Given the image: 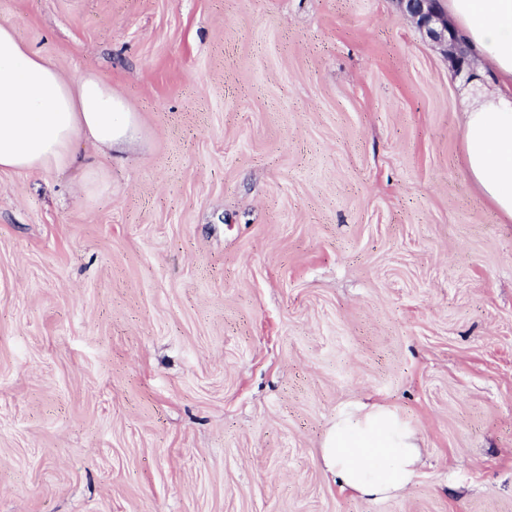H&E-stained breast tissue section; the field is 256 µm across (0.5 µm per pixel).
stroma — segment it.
I'll use <instances>...</instances> for the list:
<instances>
[{"label":"stroma","instance_id":"stroma-1","mask_svg":"<svg viewBox=\"0 0 512 512\" xmlns=\"http://www.w3.org/2000/svg\"><path fill=\"white\" fill-rule=\"evenodd\" d=\"M138 119L93 202L0 173V512H512V222L457 72L398 0H0ZM416 484L343 491L354 403ZM323 447L336 482L370 501L408 489L422 464L416 430L385 405L348 406Z\"/></svg>","mask_w":512,"mask_h":512}]
</instances>
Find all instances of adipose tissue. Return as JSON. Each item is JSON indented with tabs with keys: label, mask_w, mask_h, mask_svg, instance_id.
<instances>
[{
	"label": "adipose tissue",
	"mask_w": 512,
	"mask_h": 512,
	"mask_svg": "<svg viewBox=\"0 0 512 512\" xmlns=\"http://www.w3.org/2000/svg\"><path fill=\"white\" fill-rule=\"evenodd\" d=\"M464 44L492 71L496 91L466 110L463 161L471 180L512 222V0H446ZM135 116L112 86L88 71L65 78L31 51L14 26L0 24V172L74 165L73 144L123 148ZM324 462L337 482L370 501L408 489L422 464L415 429L385 405H351L329 430Z\"/></svg>",
	"instance_id": "adipose-tissue-1"
}]
</instances>
